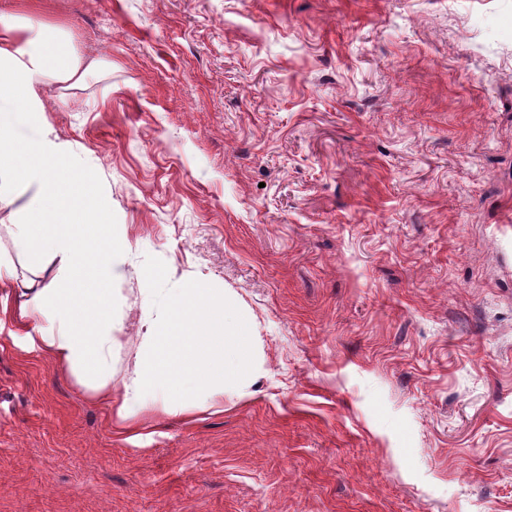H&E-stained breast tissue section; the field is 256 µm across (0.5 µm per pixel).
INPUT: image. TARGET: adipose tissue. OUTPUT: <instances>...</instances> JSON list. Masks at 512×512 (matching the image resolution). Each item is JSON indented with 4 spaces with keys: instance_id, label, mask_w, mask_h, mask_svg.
<instances>
[{
    "instance_id": "1",
    "label": "adipose tissue",
    "mask_w": 512,
    "mask_h": 512,
    "mask_svg": "<svg viewBox=\"0 0 512 512\" xmlns=\"http://www.w3.org/2000/svg\"><path fill=\"white\" fill-rule=\"evenodd\" d=\"M111 69L109 61L79 54L63 28L0 8V102L40 113L46 109L45 87L65 94ZM18 147L11 128L0 125V206L10 204L14 190L35 188L40 210L52 221L17 225L16 238L25 251L62 262L59 277L29 281L19 290L30 346L101 395L126 427L148 411L176 417L200 397L217 399L241 389L257 363L250 320L227 315L230 298L203 281L175 289L158 315L154 288H141L146 329L136 371L128 381L113 383L118 339L112 334L110 284L123 261V230L106 223L99 204L79 199L76 182L65 176L69 157L54 141L32 143L22 156Z\"/></svg>"
}]
</instances>
